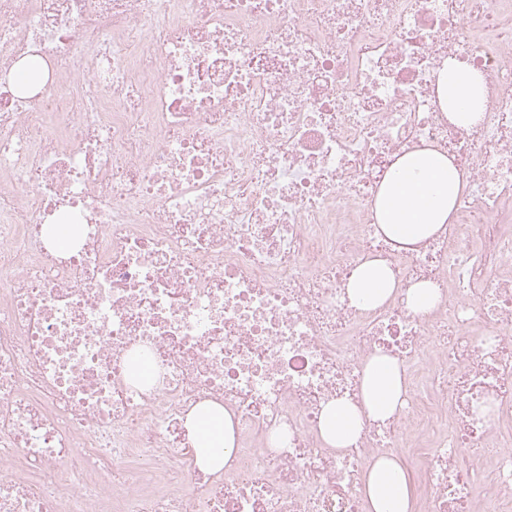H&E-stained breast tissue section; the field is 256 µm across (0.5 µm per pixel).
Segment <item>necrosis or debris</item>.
Wrapping results in <instances>:
<instances>
[{"mask_svg": "<svg viewBox=\"0 0 512 512\" xmlns=\"http://www.w3.org/2000/svg\"><path fill=\"white\" fill-rule=\"evenodd\" d=\"M450 61L479 126L439 104ZM426 147L466 190L400 250L375 197ZM369 258L436 306L352 304ZM378 353L403 406L329 447ZM400 454L417 512H512V0H0V512H368ZM440 102L452 111L448 117L457 124L474 127L479 124L485 99V77L477 70L459 66L444 68L439 78ZM466 107L462 108L461 105ZM404 294L407 307L414 313L427 312L438 301L435 288L428 282L418 283L412 288H408ZM362 417L359 409L348 404L328 403L322 412L321 435L332 448H346L359 435ZM191 429L201 466L207 470L222 468L234 445L231 416L220 408L205 416L193 418ZM203 448H223L224 452L210 453Z\"/></svg>", "mask_w": 512, "mask_h": 512, "instance_id": "necrosis-or-debris-1", "label": "necrosis or debris"}]
</instances>
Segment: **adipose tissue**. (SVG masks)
<instances>
[{
    "instance_id": "ef3b65f1",
    "label": "adipose tissue",
    "mask_w": 512,
    "mask_h": 512,
    "mask_svg": "<svg viewBox=\"0 0 512 512\" xmlns=\"http://www.w3.org/2000/svg\"><path fill=\"white\" fill-rule=\"evenodd\" d=\"M440 102L450 107L453 122L479 124L485 99V77L477 70L457 66L442 70ZM464 184L451 158L433 150H419L397 159L375 199L379 229L393 242L409 246L430 238L453 219ZM400 293L390 269L381 261L361 264L347 286L353 304L372 307ZM406 382L398 365L383 355L369 358L363 369L362 404H327L321 417V435L333 448L349 446L362 429L363 417L384 420L402 403ZM194 446L208 470L223 467L225 453L234 445L233 422L224 410L193 419ZM369 512H411V488L406 470L395 458L376 459L364 478Z\"/></svg>"
}]
</instances>
